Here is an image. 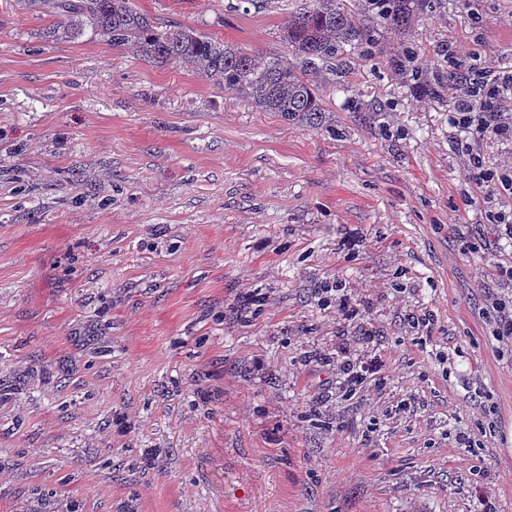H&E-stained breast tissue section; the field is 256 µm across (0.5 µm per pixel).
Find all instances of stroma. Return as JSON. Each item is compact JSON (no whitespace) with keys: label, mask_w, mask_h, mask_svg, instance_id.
I'll use <instances>...</instances> for the list:
<instances>
[{"label":"stroma","mask_w":512,"mask_h":512,"mask_svg":"<svg viewBox=\"0 0 512 512\" xmlns=\"http://www.w3.org/2000/svg\"><path fill=\"white\" fill-rule=\"evenodd\" d=\"M134 2L284 62L311 4ZM57 22L0 0V512H512L505 287L475 249L512 195L475 193L448 82L512 72V0L382 31L319 127ZM342 347L376 385L342 388ZM489 307L495 314L494 336L501 341H512V291L510 294H494L489 296Z\"/></svg>","instance_id":"35a3bbf8"}]
</instances>
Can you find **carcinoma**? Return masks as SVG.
Returning a JSON list of instances; mask_svg holds the SVG:
<instances>
[{
  "label": "carcinoma",
  "instance_id": "cac0c4a2",
  "mask_svg": "<svg viewBox=\"0 0 512 512\" xmlns=\"http://www.w3.org/2000/svg\"><path fill=\"white\" fill-rule=\"evenodd\" d=\"M25 7L43 5L64 18L46 30L54 40H77L86 31L108 37L116 46H131L155 64L182 63L224 85L243 90L266 112H278L289 121L324 124L326 103L321 85L336 82L345 58L363 45L378 44L375 27H357L341 0H314L286 25L288 53L294 59L285 66L265 60L235 45L203 35L190 27L161 28L132 0H18ZM368 12L383 27L404 31L422 12L426 0H366Z\"/></svg>",
  "mask_w": 512,
  "mask_h": 512
}]
</instances>
